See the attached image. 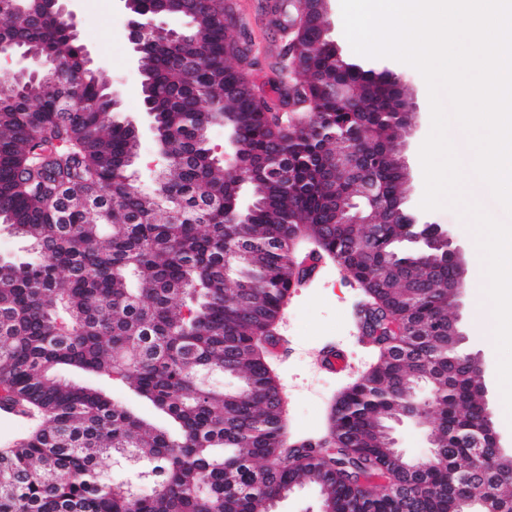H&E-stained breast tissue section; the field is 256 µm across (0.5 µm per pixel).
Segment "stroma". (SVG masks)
<instances>
[{"label": "stroma", "instance_id": "obj_1", "mask_svg": "<svg viewBox=\"0 0 512 512\" xmlns=\"http://www.w3.org/2000/svg\"><path fill=\"white\" fill-rule=\"evenodd\" d=\"M277 3L278 0H237L234 9L241 37L251 46L248 75L258 93L269 98L274 95L278 79L276 56L285 41L278 24ZM70 7L76 15L81 42L90 51L95 66L107 76L111 88L119 92L113 119L119 122L140 119L144 107L141 78L133 63L128 17L121 0H101L95 9L87 7L85 0H72ZM387 65L401 76L405 95L416 104L414 123L400 137L401 150L410 167L404 207L447 230L461 249L465 271H472L477 251L469 221L452 208L428 212L420 208L424 179L419 149L431 131L427 85L413 67L393 59ZM361 296L359 284L328 259L319 261L306 284L291 290L274 331V342L266 349L267 360L288 393L284 422L289 442L309 440L318 445L326 440L337 397L358 381L378 358V349L363 338L358 327L355 304ZM481 298L476 288H466L454 313L466 337L464 350L482 357L488 406L507 452L512 453V421L508 420L499 395L497 351L486 338L484 322L474 316ZM331 347L342 352L347 362L345 370L332 373L316 367V357ZM59 374L105 392L118 405L155 425L167 424L162 414L121 382L70 368L60 369Z\"/></svg>", "mask_w": 512, "mask_h": 512}]
</instances>
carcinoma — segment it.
<instances>
[{"instance_id":"1","label":"carcinoma","mask_w":512,"mask_h":512,"mask_svg":"<svg viewBox=\"0 0 512 512\" xmlns=\"http://www.w3.org/2000/svg\"><path fill=\"white\" fill-rule=\"evenodd\" d=\"M36 18L5 16L0 41L49 68L22 83L0 79V224L26 239L31 257L0 260V386L7 407L41 422L0 448V512H269L281 487L315 485L336 512H450L458 484L448 473L476 465L458 437L476 426L484 383L448 366V292L454 276L440 252L408 246L402 216L388 215L366 248L343 257L328 229L358 200L355 181L335 174L325 192L324 160L358 132L363 162L386 200L404 193L395 163L392 112L400 85L376 84L367 66L336 67L316 9L292 35L296 100L313 104L292 140L253 102L248 74L226 51L240 39L211 7L188 17L175 40L148 39L139 53L143 101L174 163L150 193L131 184L138 138L102 109L108 83L81 67L85 47L60 15L30 0ZM178 55L201 59L193 71ZM224 102L250 182L224 173L208 131ZM292 182L261 166L273 151ZM247 190L252 207L238 205ZM314 252L362 288L364 336L379 340L367 312L396 318L408 335L428 329L413 359L377 362L338 401L332 429L342 447L313 456L286 447L277 382L264 343L288 289L304 278L290 245ZM389 283L378 288V281ZM233 287H227V282ZM67 366L121 378L173 424L159 429L93 388L56 375ZM430 367L444 457L407 471L369 435L373 421L408 407L413 372ZM237 380L229 391L214 377ZM148 463L144 492L101 476L103 458ZM496 477L502 512H512V460ZM384 474L392 486L361 494L351 481Z\"/></svg>"}]
</instances>
